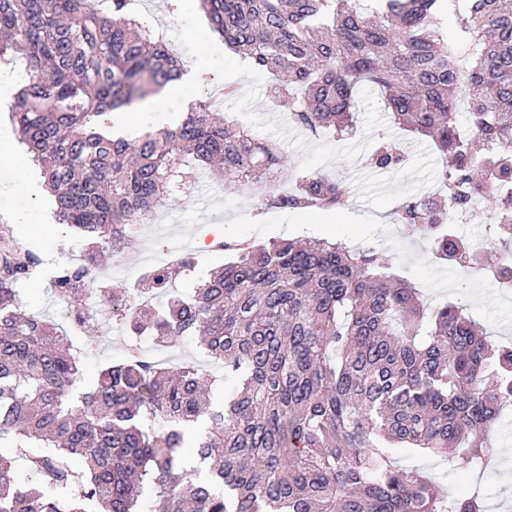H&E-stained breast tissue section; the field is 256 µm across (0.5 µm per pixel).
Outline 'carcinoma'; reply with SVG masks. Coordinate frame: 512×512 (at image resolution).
Wrapping results in <instances>:
<instances>
[{"label":"carcinoma","instance_id":"1","mask_svg":"<svg viewBox=\"0 0 512 512\" xmlns=\"http://www.w3.org/2000/svg\"><path fill=\"white\" fill-rule=\"evenodd\" d=\"M373 15L349 0H200L224 44L271 78L272 100L312 136L354 129L357 87L378 88L393 125L431 139L447 163L436 197L400 202L393 220L466 268L484 249L452 231L450 212L491 196L498 280L512 282V3L465 0L453 11L472 63L441 32L444 0H381ZM137 0H0V58L29 73L8 108L42 168L58 221L89 241L53 281L73 334L93 323L85 304L99 267L132 244L128 226L162 197L192 191L207 168L224 188L251 182L266 209H339L350 194L325 171L294 174L291 190L271 141L227 121L210 99L172 129L134 141L99 118L159 93L185 69L137 21ZM469 99L470 134L459 126ZM374 165L403 154L382 146ZM0 233V512H482L449 498L398 448L490 459V428L512 402V348L455 303L429 305L372 249L328 241L231 240L232 260L188 298L167 295L195 259L147 272L135 291L166 300L132 306L130 336L158 345L194 341L237 389L212 404L220 378L191 362L173 369L130 356L77 391L66 333L21 310L18 284L39 265ZM204 423L195 446L185 429ZM43 489L19 487L12 449ZM148 497H143L144 492Z\"/></svg>","mask_w":512,"mask_h":512}]
</instances>
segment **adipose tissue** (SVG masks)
<instances>
[{
  "mask_svg": "<svg viewBox=\"0 0 512 512\" xmlns=\"http://www.w3.org/2000/svg\"><path fill=\"white\" fill-rule=\"evenodd\" d=\"M181 119L179 113L170 111L162 102L150 101L132 111L119 110L107 113L101 120V126L113 136L126 140H136L150 128L176 126ZM0 153L15 156L17 166L22 172V181L29 199L26 208L8 211V221L17 227L22 239H29L33 227L45 226L48 218V195L41 176L35 168L22 159L19 146L9 125L0 126Z\"/></svg>",
  "mask_w": 512,
  "mask_h": 512,
  "instance_id": "adipose-tissue-1",
  "label": "adipose tissue"
}]
</instances>
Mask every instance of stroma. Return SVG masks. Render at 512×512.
I'll list each match as a JSON object with an SVG mask.
<instances>
[{
	"label": "stroma",
	"mask_w": 512,
	"mask_h": 512,
	"mask_svg": "<svg viewBox=\"0 0 512 512\" xmlns=\"http://www.w3.org/2000/svg\"><path fill=\"white\" fill-rule=\"evenodd\" d=\"M140 23L162 38L180 63L199 70L210 67L207 47L219 43L197 0H180L171 12L168 0H141ZM269 75L243 65L232 51L224 53V70L210 77L213 85L232 83L236 95L226 99L221 111L227 118L247 123L258 137L279 143L289 169L322 170L339 175L351 188L344 206L331 213L305 214L291 209L262 208L255 186L246 184L229 193L211 175L202 176L190 195L165 200L158 209L159 226L149 228L144 239L132 245L112 264L102 269L107 285L126 288L141 269L148 249L162 244L195 243L198 235L220 224L225 237H239L257 244L282 239L338 242L354 248H370L390 263L395 274L418 288L430 302H455L483 325L493 341L512 346V287L499 284L492 275L497 256L490 243L496 238L487 221L495 209L494 198H486L469 223L458 225V234L488 241L479 256L478 271L449 267L436 258L429 242L410 227L394 223L390 213L405 198L434 194L442 170L439 153L425 138L410 139L392 127L377 91L365 88L359 94L355 128L343 139L315 137L296 127L284 108L268 97ZM400 148L406 157L402 167L379 169L369 157L379 142ZM33 245L51 268L20 286L27 312L66 328L52 289L53 276L82 254L85 241L74 232L51 224L33 235ZM82 369V387H89L100 371L123 363L131 341L120 327L99 320L90 331L71 339ZM494 467L461 471L452 459L419 453H404L400 463L422 469L451 497L479 494L486 512H512V404L505 405L497 425L489 434Z\"/></svg>",
	"instance_id": "1"
}]
</instances>
